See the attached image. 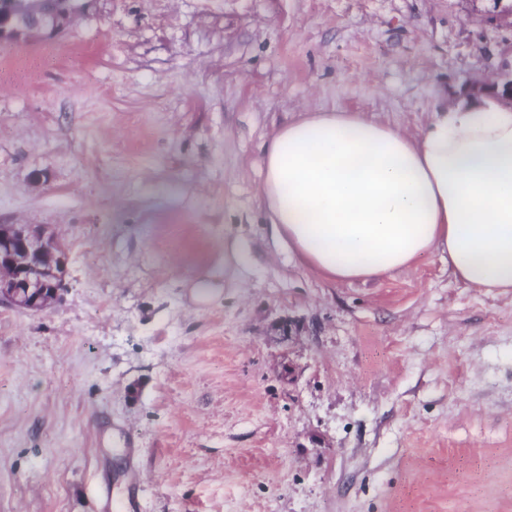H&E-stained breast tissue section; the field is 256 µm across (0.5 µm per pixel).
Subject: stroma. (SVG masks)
Instances as JSON below:
<instances>
[{"mask_svg":"<svg viewBox=\"0 0 512 512\" xmlns=\"http://www.w3.org/2000/svg\"><path fill=\"white\" fill-rule=\"evenodd\" d=\"M496 0H94L0 47V224L49 226L59 301L0 303V512H512V294L438 254L303 266L262 149L304 112L414 132L500 83ZM142 480L140 473L133 471L128 481V491L124 499L113 501L110 505L114 512H143Z\"/></svg>","mask_w":512,"mask_h":512,"instance_id":"obj_1","label":"stroma"}]
</instances>
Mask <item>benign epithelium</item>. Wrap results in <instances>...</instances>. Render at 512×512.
I'll return each instance as SVG.
<instances>
[{"mask_svg": "<svg viewBox=\"0 0 512 512\" xmlns=\"http://www.w3.org/2000/svg\"><path fill=\"white\" fill-rule=\"evenodd\" d=\"M89 4L82 0L50 11L44 0H0V45L51 40ZM66 265V252L48 228L0 224V303L43 310L59 299Z\"/></svg>", "mask_w": 512, "mask_h": 512, "instance_id": "benign-epithelium-1", "label": "benign epithelium"}]
</instances>
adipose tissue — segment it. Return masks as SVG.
I'll use <instances>...</instances> for the list:
<instances>
[{
    "mask_svg": "<svg viewBox=\"0 0 512 512\" xmlns=\"http://www.w3.org/2000/svg\"><path fill=\"white\" fill-rule=\"evenodd\" d=\"M261 197L280 239L334 282L436 253L467 287L512 293V102L483 91L437 104L415 134L360 112L279 127Z\"/></svg>",
    "mask_w": 512,
    "mask_h": 512,
    "instance_id": "1",
    "label": "adipose tissue"
}]
</instances>
